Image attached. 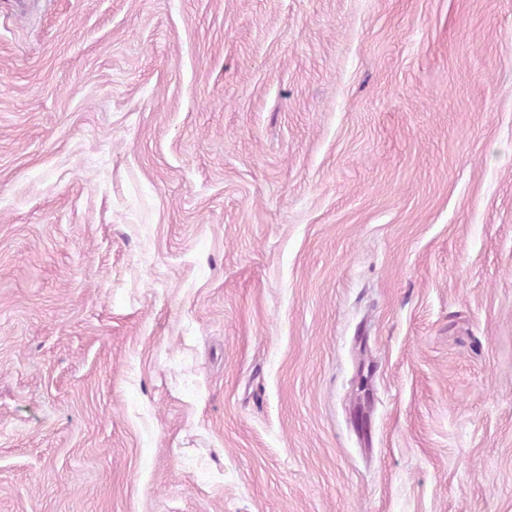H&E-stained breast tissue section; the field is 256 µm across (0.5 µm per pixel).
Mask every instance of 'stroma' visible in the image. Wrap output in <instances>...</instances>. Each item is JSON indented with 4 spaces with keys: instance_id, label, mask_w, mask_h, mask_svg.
<instances>
[{
    "instance_id": "35a3bbf8",
    "label": "stroma",
    "mask_w": 512,
    "mask_h": 512,
    "mask_svg": "<svg viewBox=\"0 0 512 512\" xmlns=\"http://www.w3.org/2000/svg\"><path fill=\"white\" fill-rule=\"evenodd\" d=\"M0 512H512V0H0Z\"/></svg>"
}]
</instances>
